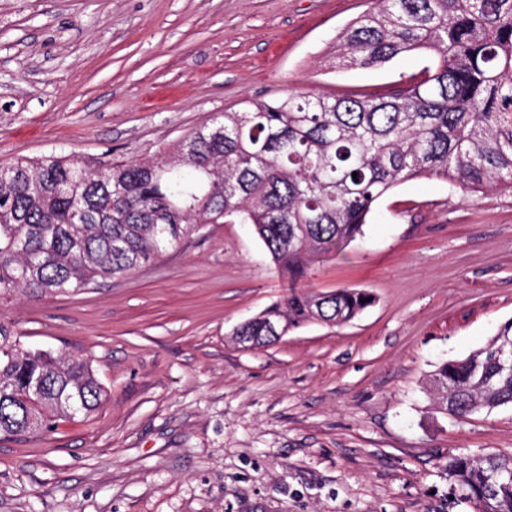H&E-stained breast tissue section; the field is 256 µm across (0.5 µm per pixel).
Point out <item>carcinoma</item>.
<instances>
[{
	"label": "carcinoma",
	"mask_w": 512,
	"mask_h": 512,
	"mask_svg": "<svg viewBox=\"0 0 512 512\" xmlns=\"http://www.w3.org/2000/svg\"><path fill=\"white\" fill-rule=\"evenodd\" d=\"M333 45L332 64L382 66L432 56L389 95L290 93L213 117L155 161L90 166L18 160L0 178V297L80 292L179 248L204 224H250L288 294L245 328L274 342L340 326L369 292L298 288L310 266L362 234L401 183L436 177L462 190L512 192V0H374ZM357 176H352V173ZM440 409L464 418L512 404V321L483 349L432 375ZM90 365L31 350L0 325V436L52 430L97 409ZM448 477L475 512H512V457L454 455Z\"/></svg>",
	"instance_id": "carcinoma-1"
}]
</instances>
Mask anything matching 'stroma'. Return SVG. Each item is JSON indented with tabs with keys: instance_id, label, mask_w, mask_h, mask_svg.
I'll use <instances>...</instances> for the list:
<instances>
[{
	"instance_id": "stroma-1",
	"label": "stroma",
	"mask_w": 512,
	"mask_h": 512,
	"mask_svg": "<svg viewBox=\"0 0 512 512\" xmlns=\"http://www.w3.org/2000/svg\"><path fill=\"white\" fill-rule=\"evenodd\" d=\"M370 0H0V166L146 161L207 119L292 92L389 93L426 55L330 71ZM305 289L364 288L341 326L245 349L285 295L248 224L73 294L0 298L32 349L86 361L89 417L0 438V512H473L445 465L512 455V405L458 418L428 380L512 320V194L397 186Z\"/></svg>"
}]
</instances>
